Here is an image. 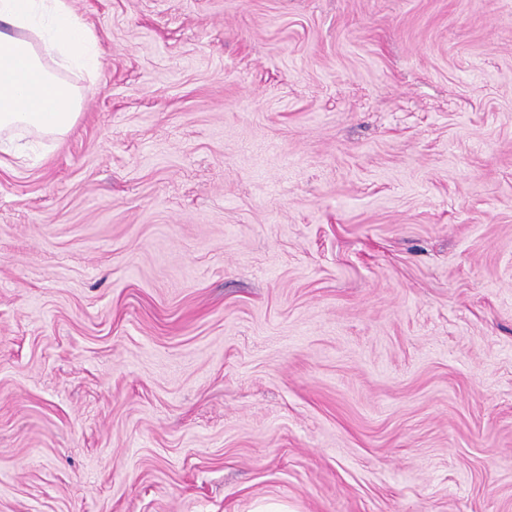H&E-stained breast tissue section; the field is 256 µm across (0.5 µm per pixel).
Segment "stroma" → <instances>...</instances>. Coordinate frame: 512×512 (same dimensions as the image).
Masks as SVG:
<instances>
[{"mask_svg":"<svg viewBox=\"0 0 512 512\" xmlns=\"http://www.w3.org/2000/svg\"><path fill=\"white\" fill-rule=\"evenodd\" d=\"M0 166V512H512V0H71Z\"/></svg>","mask_w":512,"mask_h":512,"instance_id":"obj_1","label":"stroma"}]
</instances>
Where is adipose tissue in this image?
<instances>
[{
	"mask_svg": "<svg viewBox=\"0 0 512 512\" xmlns=\"http://www.w3.org/2000/svg\"><path fill=\"white\" fill-rule=\"evenodd\" d=\"M0 136L63 139L76 125L83 97L64 77L77 69L97 75L94 30L70 0H0Z\"/></svg>",
	"mask_w": 512,
	"mask_h": 512,
	"instance_id": "adipose-tissue-1",
	"label": "adipose tissue"
}]
</instances>
